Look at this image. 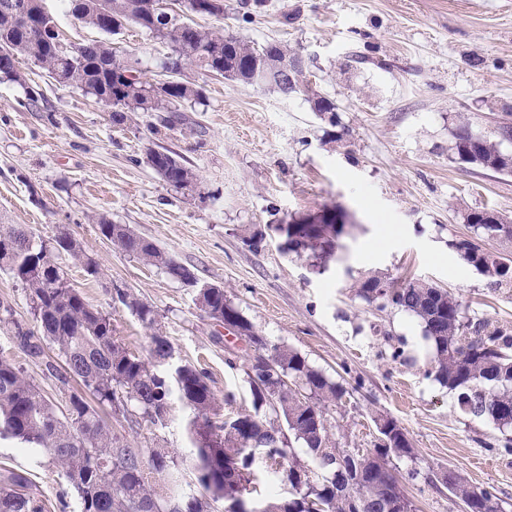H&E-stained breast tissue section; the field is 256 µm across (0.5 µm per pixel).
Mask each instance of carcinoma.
Instances as JSON below:
<instances>
[{"label": "carcinoma", "mask_w": 512, "mask_h": 512, "mask_svg": "<svg viewBox=\"0 0 512 512\" xmlns=\"http://www.w3.org/2000/svg\"><path fill=\"white\" fill-rule=\"evenodd\" d=\"M16 0H0V77L20 82L16 60L24 57L60 83L92 95L112 108V122L122 124L129 112L184 111L199 101L203 87L187 75L192 68L224 78L256 84L255 73L264 67L268 76L259 83L284 97L303 95L313 110L334 111L333 103L313 92L297 72L294 80L282 69L296 56L279 43L256 47L249 41L226 38L219 30L184 25L179 20H153L151 0H84L76 19L106 34H116L135 24L167 43L173 55L163 64L175 79L151 82L116 58L110 42L95 40L70 50L53 49L37 40L40 28L53 24L45 12L39 17L18 16ZM458 125L454 133L455 159L496 173H512L509 153L498 144L480 139L474 144ZM147 164L174 188L192 192L197 175L181 156L168 150L150 149ZM487 211H474L464 222L477 238L512 243V220ZM300 216L281 228L284 249L307 254L326 268L341 225L324 222L318 235L304 230ZM100 235L129 254H134L181 281L190 270L174 261L157 245L121 224L98 222ZM450 246L460 258L497 288L512 285V252L469 247L453 240ZM66 254L80 262L87 275L99 280L101 270L80 244L65 232L44 240L20 224L0 225V270L19 281L27 291L31 311L42 318L25 331L9 305H0V325L9 328L13 346L37 359L48 345L61 365L46 363L49 374L63 384L74 379L79 387L68 395L67 410L58 414L41 389L27 380L14 361L0 357V437L9 436L32 451L49 455L65 472L75 489L81 512H239L247 486L264 459H286V498L256 502L262 512H413L411 500L389 468L392 455L409 456L413 448L407 434L390 418L388 444H378L370 454L357 455L330 441V411L345 396L298 351L287 345L263 343L261 350L272 359V368L288 377L289 384L267 386L245 372L253 410L212 421L216 399L206 371L192 365H173V346L160 334L157 313L148 304L124 292L119 302L142 324L153 330L149 359L131 352L114 336L112 318L90 306L72 287L66 273L53 261ZM389 279L373 274L357 280V294L383 311L389 307L418 318L433 348L430 374L440 384L458 392L459 408L467 415L487 418L498 426L502 447L512 451V336L486 322L465 318L459 301L444 288L412 280L395 284L376 304L372 293ZM198 304L214 320L260 340L252 323L224 295L222 288H200ZM193 412L189 435L194 453L175 456L155 448H142L113 433L101 415L109 409L124 417L141 416L153 425H165L172 396ZM302 443L320 475L291 451V441ZM450 497L464 512H501L496 497L487 489L469 484L450 472ZM31 480L11 472L0 478V512H46L45 504L30 492Z\"/></svg>", "instance_id": "cac0c4a2"}]
</instances>
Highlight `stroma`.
I'll list each match as a JSON object with an SVG mask.
<instances>
[{
  "mask_svg": "<svg viewBox=\"0 0 512 512\" xmlns=\"http://www.w3.org/2000/svg\"><path fill=\"white\" fill-rule=\"evenodd\" d=\"M43 6L64 47L101 39L61 0ZM195 22L304 58L334 118L305 97L198 71L204 99L189 107V124L167 129L165 113L155 112L117 125L110 108L23 58V83L0 78V224H23L45 239L62 230L79 242L104 281L68 256L59 264L142 357L150 331L115 291L152 306L175 361L208 373L224 402L219 418L251 406L249 348L199 307L194 288L102 239L97 218L127 225L200 282L223 288L268 343L291 346L342 384L331 427L337 447L367 453L379 441L377 417L395 419L414 451L392 458L391 468L415 512H463L436 482L443 470L461 471L512 512V453L495 424L464 414L456 392L428 375L433 350L416 318L377 310L353 287L370 272L421 279L451 292L470 320L512 335V287H491L450 246L469 235L468 212L512 218V174L457 162L451 150L461 120L492 140L499 122H512V0H224L222 17ZM111 41L145 79L160 78L168 44L134 25ZM162 146L197 174L194 192L176 191L147 166L148 149ZM332 205L349 224L321 272L312 258L284 252L274 227ZM383 224L394 230L385 242ZM256 231L263 240L254 248L247 239ZM369 244L374 253L365 261ZM0 351L64 409L66 390L1 326ZM190 417L176 399L167 426L115 415L108 422L131 443L187 455ZM478 460L484 470L475 469ZM9 471L31 479L48 512H79L75 490L48 455L0 439V475Z\"/></svg>",
  "mask_w": 512,
  "mask_h": 512,
  "instance_id": "1",
  "label": "stroma"
}]
</instances>
